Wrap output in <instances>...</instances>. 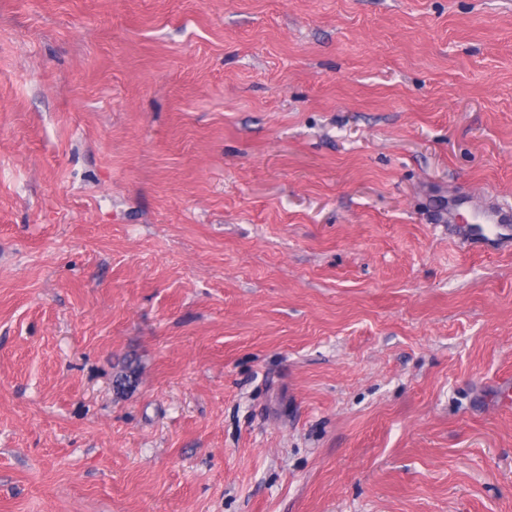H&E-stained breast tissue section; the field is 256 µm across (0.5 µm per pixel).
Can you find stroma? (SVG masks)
Instances as JSON below:
<instances>
[{"label":"stroma","instance_id":"35a3bbf8","mask_svg":"<svg viewBox=\"0 0 512 512\" xmlns=\"http://www.w3.org/2000/svg\"><path fill=\"white\" fill-rule=\"evenodd\" d=\"M457 198L512 0H0V512H512Z\"/></svg>","mask_w":512,"mask_h":512}]
</instances>
